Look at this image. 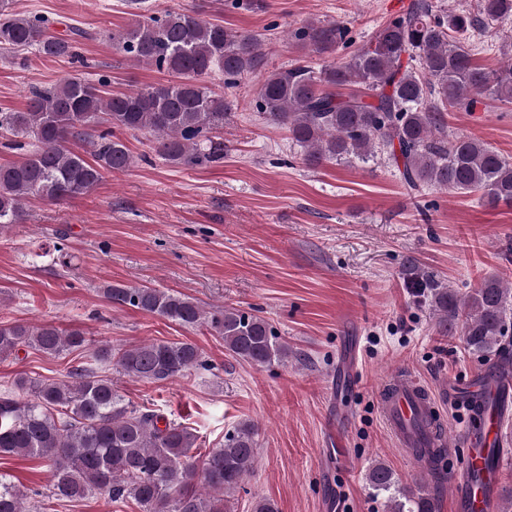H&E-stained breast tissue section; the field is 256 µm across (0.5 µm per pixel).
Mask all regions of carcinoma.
I'll return each mask as SVG.
<instances>
[{
	"mask_svg": "<svg viewBox=\"0 0 512 512\" xmlns=\"http://www.w3.org/2000/svg\"><path fill=\"white\" fill-rule=\"evenodd\" d=\"M0 0V49H29L44 57H75V38L55 34L48 19L11 10ZM512 17V0H477L476 12L439 14L427 0L381 25L369 42L344 62L318 67L297 63L270 72L255 109L266 123L288 130L307 166L356 157L387 155L408 194L430 187L480 191L493 204L512 203V161L484 142L448 137L442 112L482 97L512 102V65L490 74L472 62L468 42L482 28ZM348 29L309 22L291 33L301 48L329 57L347 43ZM112 47L130 60L154 65L177 77L167 84L104 95L101 86L70 78L35 89L24 112H1L0 133L28 140L20 164L0 166V231L20 223L23 203L38 197L59 203L91 191L106 172L123 171L131 157L118 136L139 131L152 136V149L167 164L195 168L224 160V129L231 104L210 90L204 78L219 71L227 84L264 65L263 41L211 22L195 9L144 17L110 36ZM360 85L373 100L339 97L330 87ZM72 139L92 146L93 161L69 148ZM419 294L434 310L439 328L459 334L470 349L495 351L512 365L501 344L512 319V288L485 281L465 296L430 279L418 280ZM105 300L158 315L185 328L205 326L235 356L255 365L288 358L262 317L222 306L204 307L178 292L147 286L107 285ZM22 348L51 357L84 348L92 362L69 372L67 381L20 376L0 392V460L39 456L50 463L57 500L100 495L114 502L134 500L142 512H230V495L253 470L256 426L243 421L200 462L190 455L197 436L157 410L125 401L102 372L114 368L127 378L164 382L193 368L207 370L196 345L151 341L128 348L93 345L80 330L52 323L0 325V357ZM440 483L444 450L416 449ZM367 481L386 496L387 512H437L435 498L399 487L386 465L373 466ZM27 493L0 475V512H26Z\"/></svg>",
	"mask_w": 512,
	"mask_h": 512,
	"instance_id": "carcinoma-1",
	"label": "carcinoma"
}]
</instances>
